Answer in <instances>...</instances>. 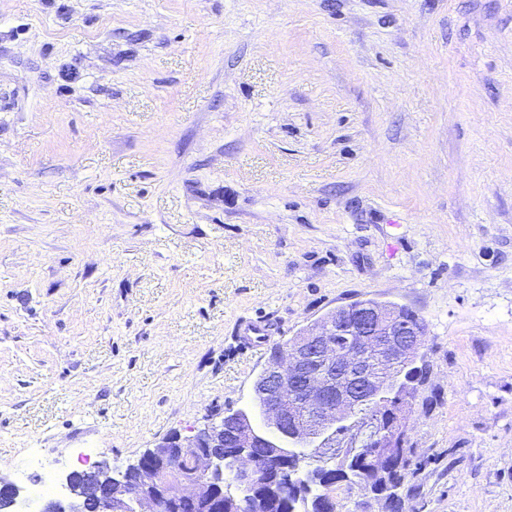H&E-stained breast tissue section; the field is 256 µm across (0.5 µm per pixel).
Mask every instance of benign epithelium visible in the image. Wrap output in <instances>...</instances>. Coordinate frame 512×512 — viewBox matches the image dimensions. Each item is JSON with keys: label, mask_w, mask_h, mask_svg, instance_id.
Instances as JSON below:
<instances>
[{"label": "benign epithelium", "mask_w": 512, "mask_h": 512, "mask_svg": "<svg viewBox=\"0 0 512 512\" xmlns=\"http://www.w3.org/2000/svg\"><path fill=\"white\" fill-rule=\"evenodd\" d=\"M426 328L401 318L392 306L365 301L340 306L284 345L255 380L253 398L266 428L276 434V465L294 471L309 448H346L340 464L360 458L385 479V461L404 452L412 399L398 393L396 376L421 362ZM350 421L349 438L336 441V425ZM269 441L252 420L233 432L232 481L242 495L258 484L254 445ZM224 423L186 439L173 436L134 464L114 469L102 461L66 477L68 498L40 512H205L223 496ZM159 467L170 476L160 480ZM20 487L0 473V509L13 512Z\"/></svg>", "instance_id": "7a95c632"}]
</instances>
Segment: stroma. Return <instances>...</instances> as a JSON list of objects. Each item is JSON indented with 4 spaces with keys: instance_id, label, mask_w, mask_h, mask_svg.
I'll return each instance as SVG.
<instances>
[{
    "instance_id": "35a3bbf8",
    "label": "stroma",
    "mask_w": 512,
    "mask_h": 512,
    "mask_svg": "<svg viewBox=\"0 0 512 512\" xmlns=\"http://www.w3.org/2000/svg\"><path fill=\"white\" fill-rule=\"evenodd\" d=\"M415 310L414 512H512V0H0V460L23 490L253 408ZM271 325L265 321H250L242 325L238 340L252 348H261L271 341Z\"/></svg>"
}]
</instances>
